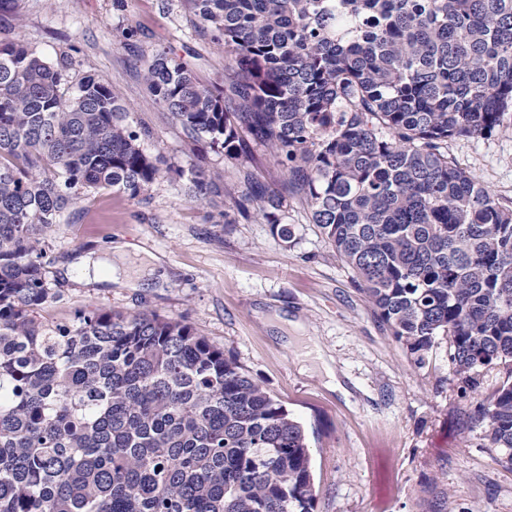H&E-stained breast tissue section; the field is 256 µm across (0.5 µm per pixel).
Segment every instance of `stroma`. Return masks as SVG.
<instances>
[{"instance_id": "stroma-1", "label": "stroma", "mask_w": 512, "mask_h": 512, "mask_svg": "<svg viewBox=\"0 0 512 512\" xmlns=\"http://www.w3.org/2000/svg\"><path fill=\"white\" fill-rule=\"evenodd\" d=\"M192 18L188 0H20L19 34L47 60L67 55L72 80L95 73L108 81L133 124L149 128L146 152L171 168L138 198L87 193L42 236L38 251L55 296L43 319L62 323L92 304L186 320L301 423L316 512H424L433 483L447 494L445 512H512V469L485 448L469 417L504 371L482 369L476 389L461 392L444 340L415 364L300 203L288 210L287 240L256 218L225 223L224 190L287 184L267 152L250 164L194 143L146 90L143 64L159 50L187 60L201 84H223L224 51ZM448 153L512 208V128L450 140ZM201 154L220 188L206 204L191 201L186 179ZM117 242L147 247L165 264L141 288L90 283L73 268L78 256ZM278 316L299 323L339 387L317 367H302L297 347L273 324Z\"/></svg>"}]
</instances>
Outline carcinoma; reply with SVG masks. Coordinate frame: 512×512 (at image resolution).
<instances>
[{"label":"carcinoma","instance_id":"obj_1","mask_svg":"<svg viewBox=\"0 0 512 512\" xmlns=\"http://www.w3.org/2000/svg\"><path fill=\"white\" fill-rule=\"evenodd\" d=\"M224 47V87L169 51L145 64L188 138L238 160L248 141L288 194L229 199L283 240L310 211L374 316L418 365L448 340L449 374L506 380L471 419L512 468V209L448 141L512 119V0H189ZM0 0V512H315L301 424L183 320L88 305L48 325L38 236L85 193L136 198L164 173L120 97L72 83L16 33ZM190 197L214 179L199 164Z\"/></svg>","mask_w":512,"mask_h":512}]
</instances>
